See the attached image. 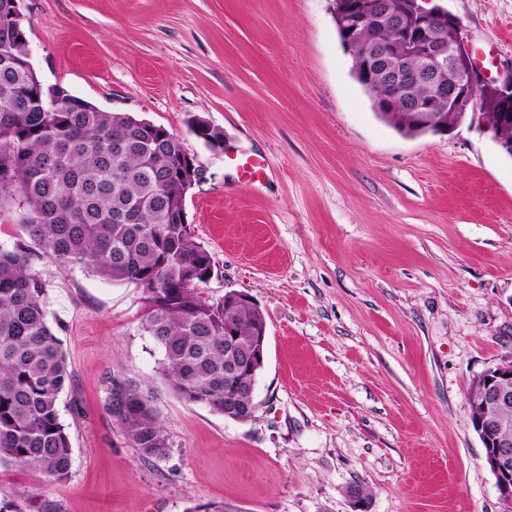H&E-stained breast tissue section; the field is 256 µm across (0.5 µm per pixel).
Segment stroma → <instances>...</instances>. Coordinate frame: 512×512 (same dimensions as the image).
<instances>
[{"mask_svg": "<svg viewBox=\"0 0 512 512\" xmlns=\"http://www.w3.org/2000/svg\"><path fill=\"white\" fill-rule=\"evenodd\" d=\"M485 77L512 67V0H442ZM331 0H24L49 83L173 132L205 172L187 195L217 299L267 325L254 418L179 398L136 288L37 264L72 372L58 401L66 480L0 469V499L61 512H505L470 421L469 387L512 360V157L462 124L409 137L353 76ZM261 155L262 187L193 130ZM150 385L172 443L147 459L106 404L113 376Z\"/></svg>", "mask_w": 512, "mask_h": 512, "instance_id": "1", "label": "stroma"}]
</instances>
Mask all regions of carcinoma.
<instances>
[{"label":"carcinoma","instance_id":"carcinoma-1","mask_svg":"<svg viewBox=\"0 0 512 512\" xmlns=\"http://www.w3.org/2000/svg\"><path fill=\"white\" fill-rule=\"evenodd\" d=\"M0 0V213L15 211L22 240L0 249V467L69 476L71 443L58 411L71 382L60 339L48 322L46 259L141 291L144 328L163 347L161 375L185 401L224 411V341L249 343L255 312L224 307L197 285L211 277L208 250L190 225L179 173L187 152L172 133L148 137L134 115L71 104L62 85L24 68L28 41L12 31ZM379 117L414 136L404 96ZM107 411L145 458H166L171 443L146 384L114 377ZM26 512H61L30 497Z\"/></svg>","mask_w":512,"mask_h":512}]
</instances>
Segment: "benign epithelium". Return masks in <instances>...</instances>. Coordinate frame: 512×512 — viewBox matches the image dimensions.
Instances as JSON below:
<instances>
[{
	"label": "benign epithelium",
	"mask_w": 512,
	"mask_h": 512,
	"mask_svg": "<svg viewBox=\"0 0 512 512\" xmlns=\"http://www.w3.org/2000/svg\"><path fill=\"white\" fill-rule=\"evenodd\" d=\"M337 16L344 42L363 48L364 63L360 73L380 86L376 92L379 106L393 110L392 101L406 89L425 86L424 98H406L409 112L420 113V121L437 132H446L468 120L491 134L506 152H512V138L503 134L508 127L507 114L512 112V69L487 81L478 71L460 20L433 0H338ZM372 22L373 36L365 42L360 24ZM389 31L414 35L406 42L389 39ZM416 65H408L410 58ZM486 93L497 102L498 121L491 124L477 99ZM260 335L251 338L245 353L237 350L238 338L227 337L224 345V377L233 381L232 390H240L238 375L246 369L256 372L266 359L267 327L259 326ZM481 390L473 401L471 423L487 448L484 462L493 473L500 499L512 505V439L501 437L509 419L498 411L512 407V361L488 368L475 379ZM244 406L224 403V416L238 422L254 417V389H248Z\"/></svg>",
	"instance_id": "1"
}]
</instances>
